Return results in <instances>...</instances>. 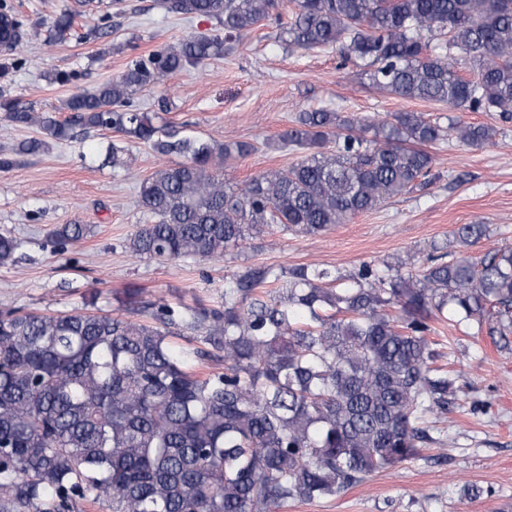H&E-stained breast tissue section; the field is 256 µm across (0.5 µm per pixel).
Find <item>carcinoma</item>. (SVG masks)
<instances>
[{"mask_svg": "<svg viewBox=\"0 0 512 512\" xmlns=\"http://www.w3.org/2000/svg\"><path fill=\"white\" fill-rule=\"evenodd\" d=\"M279 39L289 50H332L364 67L369 84L406 99L512 119V0H292ZM169 13L206 17L211 36H187L127 64L116 78L35 116L0 97L3 118L40 136L0 154L45 152L75 127L112 130L184 161L139 186L154 222L137 228L132 256L220 257L272 227L318 236L335 224L421 190L428 146L452 134L492 143L487 125L443 127L417 112L369 121L324 109L297 113L281 147L304 155L240 187L215 170L247 143L185 136L134 95L224 55L268 20L279 0H161ZM468 70L469 75L462 74ZM465 224L456 241L486 236ZM85 224L53 231L63 246ZM18 241L0 235V264ZM488 324L512 345V248L479 260L435 247L419 273L364 264L277 272L251 268L224 287V307L156 306L129 294L127 314L0 316V512H280L338 498L369 476L417 457L455 404L459 374L428 339L432 323ZM151 311L152 324L133 319Z\"/></svg>", "mask_w": 512, "mask_h": 512, "instance_id": "carcinoma-1", "label": "carcinoma"}]
</instances>
